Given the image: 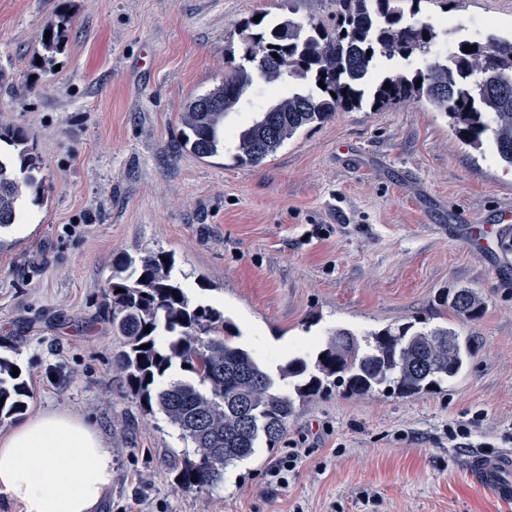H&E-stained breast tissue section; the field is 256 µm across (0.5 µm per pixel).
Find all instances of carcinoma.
<instances>
[{"instance_id": "1", "label": "carcinoma", "mask_w": 512, "mask_h": 512, "mask_svg": "<svg viewBox=\"0 0 512 512\" xmlns=\"http://www.w3.org/2000/svg\"><path fill=\"white\" fill-rule=\"evenodd\" d=\"M331 22L293 19L271 24L247 22L243 60L221 83L194 99L182 113V147L199 158L224 150V115L245 89L259 80L289 85L308 81L307 91L286 89L277 103L239 132L234 160L258 164L302 127L321 124L336 112L384 109L422 99L451 120L456 137L480 150L492 142L498 158L512 167V40L490 36L462 41L446 59L423 69L367 83L378 55L408 58L426 54L438 32L428 22H403L420 13L422 0H333ZM68 18L47 26L45 52L60 49ZM473 51L464 52V46ZM278 57H273V54ZM323 82L325 87L318 86ZM390 88L383 89L384 85ZM0 229L19 223L18 201L26 193L40 199L38 156L27 134L0 122ZM169 262H164V259ZM172 256L146 252L124 257L109 283L112 332L124 349L112 363L129 393L146 413L158 411L193 445L175 475L186 489H209L224 481L227 468L256 452L258 444L279 447L295 412V401L310 402L341 388L350 396L391 392L411 397L459 376L471 355L472 340L448 326L417 329L412 323L369 332L364 342L347 330L331 335L315 359L295 356L279 367L288 387L275 390L272 375L237 343L239 332L224 311L202 304L173 277ZM464 305L451 308L459 319H475L483 299L459 290ZM150 332H144L145 327ZM189 365L188 380L163 382L175 367ZM17 363L0 357V423L24 415L30 390Z\"/></svg>"}]
</instances>
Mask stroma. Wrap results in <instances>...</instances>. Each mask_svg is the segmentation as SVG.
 I'll return each instance as SVG.
<instances>
[{
	"label": "stroma",
	"mask_w": 512,
	"mask_h": 512,
	"mask_svg": "<svg viewBox=\"0 0 512 512\" xmlns=\"http://www.w3.org/2000/svg\"><path fill=\"white\" fill-rule=\"evenodd\" d=\"M331 0H0V121L28 134L46 199L23 201L24 231L0 234V356L31 388L28 414L84 417L115 457L100 512H512L477 488L472 444L512 452V287L485 256L449 237V212L498 223L512 212V167L491 145L460 142L423 101L340 112L300 129L257 165L234 161L236 131L276 101L257 81L224 117V151L177 149L181 114L242 64L252 14L307 22ZM68 16L44 60L48 23ZM448 18L441 41L512 36V0H423ZM149 249L223 310L269 370L315 357L339 329L448 325L472 337L467 370L408 398L334 392L300 405L276 454L186 490L174 476L190 441L148 414L112 369L121 348L105 306L115 261ZM468 288L481 315L458 320L444 297ZM471 431L453 447L451 428ZM298 450L284 487L277 457Z\"/></svg>",
	"instance_id": "stroma-1"
}]
</instances>
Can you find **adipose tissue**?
Returning a JSON list of instances; mask_svg holds the SVG:
<instances>
[{
	"label": "adipose tissue",
	"instance_id": "adipose-tissue-1",
	"mask_svg": "<svg viewBox=\"0 0 512 512\" xmlns=\"http://www.w3.org/2000/svg\"><path fill=\"white\" fill-rule=\"evenodd\" d=\"M113 473L108 443L64 409L39 412L0 436V491L20 512H98Z\"/></svg>",
	"mask_w": 512,
	"mask_h": 512
}]
</instances>
